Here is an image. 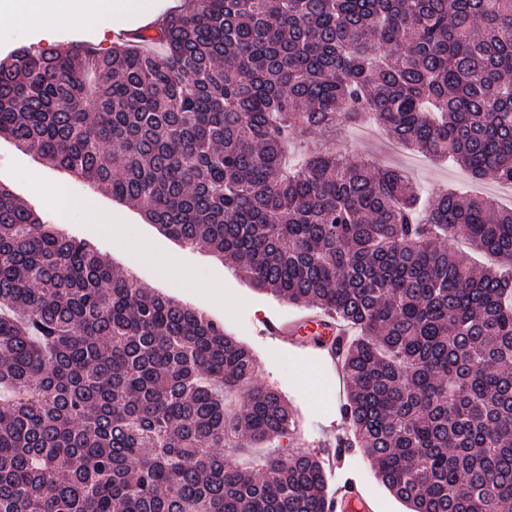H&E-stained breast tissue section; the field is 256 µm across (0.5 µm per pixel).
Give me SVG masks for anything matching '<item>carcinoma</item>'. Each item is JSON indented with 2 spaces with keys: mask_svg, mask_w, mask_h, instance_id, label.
Here are the masks:
<instances>
[{
  "mask_svg": "<svg viewBox=\"0 0 512 512\" xmlns=\"http://www.w3.org/2000/svg\"><path fill=\"white\" fill-rule=\"evenodd\" d=\"M190 2L108 54L0 59V137L346 322L342 414L409 512H512V208L447 191L424 210L402 172L333 146L288 164L370 114L512 184V0ZM257 367L0 185V512H328L318 457L227 459L290 433Z\"/></svg>",
  "mask_w": 512,
  "mask_h": 512,
  "instance_id": "cac0c4a2",
  "label": "carcinoma"
}]
</instances>
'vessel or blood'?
Instances as JSON below:
<instances>
[{"label":"vessel or blood","instance_id":"vessel-or-blood-1","mask_svg":"<svg viewBox=\"0 0 512 512\" xmlns=\"http://www.w3.org/2000/svg\"><path fill=\"white\" fill-rule=\"evenodd\" d=\"M259 336L273 339L292 348L321 353L336 358L343 346L345 331L332 316L305 314L284 319L271 314L260 319L256 326ZM333 512H376L374 502L352 482L345 483L331 501Z\"/></svg>","mask_w":512,"mask_h":512}]
</instances>
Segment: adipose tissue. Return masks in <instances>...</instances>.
Segmentation results:
<instances>
[{
  "label": "adipose tissue",
  "mask_w": 512,
  "mask_h": 512,
  "mask_svg": "<svg viewBox=\"0 0 512 512\" xmlns=\"http://www.w3.org/2000/svg\"><path fill=\"white\" fill-rule=\"evenodd\" d=\"M147 0H0V21L9 19L41 27L105 28L128 17H149Z\"/></svg>",
  "instance_id": "adipose-tissue-1"
}]
</instances>
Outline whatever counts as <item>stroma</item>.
<instances>
[{"mask_svg": "<svg viewBox=\"0 0 512 512\" xmlns=\"http://www.w3.org/2000/svg\"><path fill=\"white\" fill-rule=\"evenodd\" d=\"M73 41L89 43L100 52L111 51L114 44L112 32L95 27L60 29L46 36L34 27L0 23V59L20 48H54ZM336 146L350 158H373L406 170L431 200L447 187L460 191L475 189L503 198L511 193L491 179L472 184L467 172L451 162L415 158L405 149L395 147L383 132L367 137L355 131L337 141ZM36 175L62 182L73 197L94 200L93 208L70 214L63 225L69 236L93 243L117 271L132 274L147 287L202 311L254 350L258 368L253 384L278 390L286 397L295 414V434L305 452L320 455L328 444L334 443L337 433L345 428L338 406L345 397L346 380L339 369L316 366L309 356L276 346L255 333L258 316H292L297 314V306L252 288L216 255L181 246L149 224L132 205L113 199L93 183L46 164L35 154L17 150L9 139L0 137V183L45 220L56 222L54 209L42 200L31 183ZM141 243L171 258L166 272H159L154 264L140 258L137 246ZM214 283L222 287L217 298L210 294ZM349 478L377 503V512H406L405 505L376 478L362 453L352 452L343 467L328 472L329 490H336Z\"/></svg>", "mask_w": 512, "mask_h": 512, "instance_id": "obj_1", "label": "stroma"}]
</instances>
